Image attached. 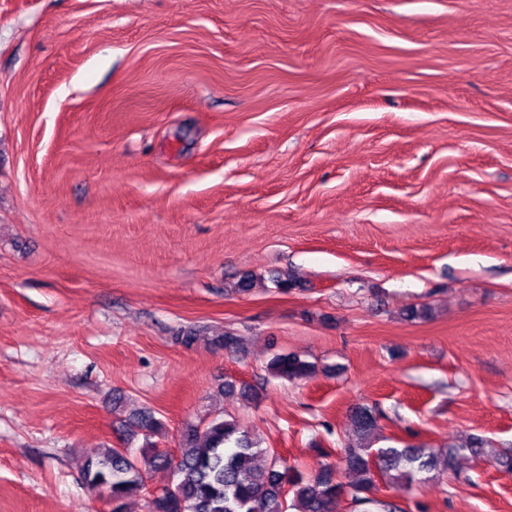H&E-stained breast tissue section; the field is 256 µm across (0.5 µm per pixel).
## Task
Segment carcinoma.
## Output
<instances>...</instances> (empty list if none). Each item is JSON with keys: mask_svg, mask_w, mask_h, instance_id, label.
Wrapping results in <instances>:
<instances>
[{"mask_svg": "<svg viewBox=\"0 0 512 512\" xmlns=\"http://www.w3.org/2000/svg\"><path fill=\"white\" fill-rule=\"evenodd\" d=\"M273 378L297 381L309 378L315 364L296 353H277L266 365ZM381 413L358 406L351 414L353 433L336 462L306 478L268 449L262 448L232 416L217 415L188 423L174 453L154 438L164 425L153 412L134 414L125 432L142 436L138 449L107 448L83 467V480L93 493L112 500V512H125V500L138 496L146 512H340L342 501L362 512H401L377 497L378 481L407 488L423 479L446 477L456 471L458 459L490 461L512 470V454L495 448L478 435L460 438L443 448L406 446L373 448ZM167 470L172 481L149 492L146 472ZM353 473L350 484L341 473Z\"/></svg>", "mask_w": 512, "mask_h": 512, "instance_id": "obj_1", "label": "carcinoma"}]
</instances>
